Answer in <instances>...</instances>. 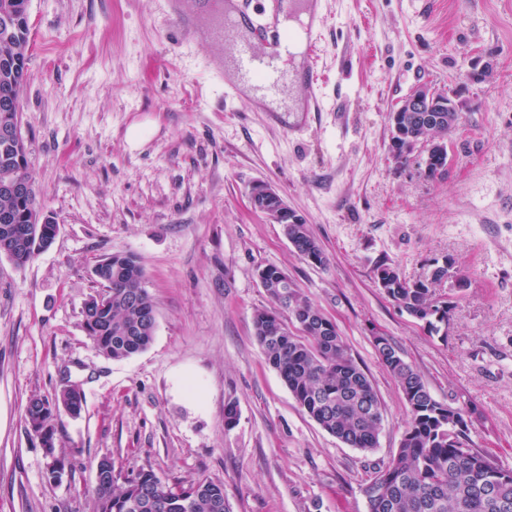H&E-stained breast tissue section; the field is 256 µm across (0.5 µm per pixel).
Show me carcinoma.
I'll return each mask as SVG.
<instances>
[{
  "instance_id": "1",
  "label": "carcinoma",
  "mask_w": 512,
  "mask_h": 512,
  "mask_svg": "<svg viewBox=\"0 0 512 512\" xmlns=\"http://www.w3.org/2000/svg\"><path fill=\"white\" fill-rule=\"evenodd\" d=\"M29 0H0V122L5 113L21 112L19 92L27 75L29 25L24 19ZM439 121L449 132L456 125L453 112H400L398 123L416 130L424 117ZM32 181L28 159L17 162L0 139V182ZM54 230V222L28 199L0 195V225L28 226L31 220ZM284 234L305 261L327 259L305 224H284ZM48 238L20 246L19 239L0 233V254L25 266L45 247ZM97 268L103 291L84 306L87 333L109 359L124 360L151 345L155 333V305L144 283V271L131 254H112ZM375 283L403 311L423 323L431 334L447 335L448 301L436 288L454 277L467 287L466 277L445 258L428 281H410L382 261L374 269ZM258 279L273 306L252 317L254 335L267 363L280 375L289 392L320 428L342 443L370 452L377 447L383 425L379 399L372 384L352 357L336 325L292 287L276 266L258 270ZM288 312L284 322L279 311ZM380 362L396 380L409 408V421L392 460L363 489L368 512H512V470L491 462L467 444L464 412L435 400L422 376L406 362L389 337L375 340ZM60 399L32 398L25 408L27 424L37 422L53 431L50 421ZM97 512H230L224 486L206 480L190 484L161 481L153 471L140 470L118 484L105 479L96 485Z\"/></svg>"
}]
</instances>
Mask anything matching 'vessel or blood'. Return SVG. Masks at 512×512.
<instances>
[{
    "label": "vessel or blood",
    "instance_id": "b4317fda",
    "mask_svg": "<svg viewBox=\"0 0 512 512\" xmlns=\"http://www.w3.org/2000/svg\"><path fill=\"white\" fill-rule=\"evenodd\" d=\"M226 4L222 13L226 53L243 82L258 84L256 111L280 122L281 115L272 105L280 101L288 80L287 64L294 42H301L307 55L316 53V36L327 22L322 0H273L268 9L259 6L257 0H226ZM287 7L303 16L297 30L279 27V15ZM297 79L304 89L306 113L320 111L323 77L314 64L298 71Z\"/></svg>",
    "mask_w": 512,
    "mask_h": 512
}]
</instances>
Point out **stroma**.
Listing matches in <instances>:
<instances>
[{
	"label": "stroma",
	"instance_id": "obj_1",
	"mask_svg": "<svg viewBox=\"0 0 512 512\" xmlns=\"http://www.w3.org/2000/svg\"><path fill=\"white\" fill-rule=\"evenodd\" d=\"M215 0L190 30L171 0H30L20 92L37 203L58 224L25 266L0 254V512H97L96 465L125 478L223 484L232 512H367L364 486L396 453L409 408L374 339L392 338L439 402L468 412L473 448L512 470V0H325L317 64L326 110L299 137L239 94L224 101ZM448 178L389 152V113L417 86L463 82ZM464 83V82H463ZM139 141H131V128ZM264 183L307 224L328 264L298 256L252 209ZM134 254L156 310L154 341L104 357L82 325L93 269ZM452 258L447 335L377 287L380 261L406 279ZM273 265L331 319L366 371L383 427L364 452L322 430L265 360L252 328L271 307ZM79 415H54L62 480L24 414L65 382ZM239 420L224 425V407Z\"/></svg>",
	"mask_w": 512,
	"mask_h": 512
}]
</instances>
